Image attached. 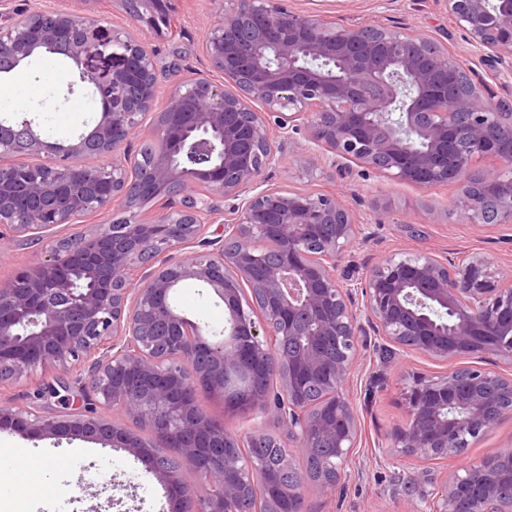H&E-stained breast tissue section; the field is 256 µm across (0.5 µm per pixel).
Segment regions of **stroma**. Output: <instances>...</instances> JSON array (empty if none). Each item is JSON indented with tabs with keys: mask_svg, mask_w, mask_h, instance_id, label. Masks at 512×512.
<instances>
[{
	"mask_svg": "<svg viewBox=\"0 0 512 512\" xmlns=\"http://www.w3.org/2000/svg\"><path fill=\"white\" fill-rule=\"evenodd\" d=\"M291 5L299 11L327 15L339 25L377 24L429 37L447 46L470 77L484 85L486 94L512 100V81L503 82L489 72L481 53L468 43L449 14L445 0H292ZM213 9L212 0H177L176 36L161 39L146 33L171 80L207 70L204 47ZM70 73L63 57L30 58L14 75L0 78V94L8 98L36 83L41 95L18 108L0 107V119L25 115L57 142L85 131L98 117L94 98L85 91L66 93ZM262 185L285 192L336 189L366 223L368 241L355 250L360 264L401 252L457 248L482 253L495 267L512 265V224L456 223L451 214L456 194L452 186L419 189L354 161L310 174L302 157L294 153L265 173ZM111 220V215L102 214L65 224L51 230L46 241L5 237L0 241V278L12 277L42 261L50 240L87 233L94 225ZM174 304L182 314L205 325L209 333L224 327L223 304L201 287L179 288ZM448 370V364L416 352L397 348L387 353L372 346L362 350L361 360L344 386L358 410L360 435L335 494L325 496L315 485L305 486L303 496L310 512H416L420 502L415 487L426 484L440 489L468 463L512 448V417H507L474 440L463 455L440 464L395 454L388 435L406 422L405 374L433 377ZM87 379L83 364L67 372L38 368L20 379L0 381V405L52 416L70 412L72 405L89 403L95 415L150 441L147 429L105 406ZM55 456L67 457L70 466L66 472L53 474L49 490H34V497L43 503L38 512H167L163 487L128 452L66 433L34 439L9 426L0 428V472L12 469L19 460L34 464Z\"/></svg>",
	"mask_w": 512,
	"mask_h": 512,
	"instance_id": "stroma-1",
	"label": "stroma"
}]
</instances>
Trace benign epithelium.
I'll return each mask as SVG.
<instances>
[{
    "label": "benign epithelium",
    "instance_id": "1",
    "mask_svg": "<svg viewBox=\"0 0 512 512\" xmlns=\"http://www.w3.org/2000/svg\"><path fill=\"white\" fill-rule=\"evenodd\" d=\"M0 0V73L55 50L99 104L91 130L51 142L27 119L0 121V224L45 233L114 210L90 234L62 238L49 258L0 280V376L89 362V385L148 429L150 446L101 417H44L0 406V426L38 437L71 430L123 448L156 476L170 512H289L310 482L294 455L325 446L316 487L336 492L359 432L344 393L372 338L448 361L494 354L512 364V266L491 274L479 253H396L355 276L363 222L335 192L259 189L295 149L322 170L355 160L421 189L461 184L458 224H512V102L479 87L448 94L459 63L433 40L376 24L338 27L288 0H219L205 45L212 68L170 87L150 127L165 149L126 146L164 82L136 32L81 10H33ZM134 27L171 36L176 0H124ZM498 79L512 78V0H446ZM112 56V65L94 60ZM77 81V82H79ZM77 82L67 83L72 94ZM497 158V174L470 170ZM154 204L152 220L139 212ZM273 236L272 250L257 242ZM192 283L224 305V330L204 332L173 295ZM450 314L451 321L440 317ZM318 385L314 406L304 396ZM226 415H273L295 454L255 428L243 436L205 413L198 390ZM407 421L392 436L402 456L445 461L512 414V378L478 365L415 378ZM281 449L289 482L264 478L259 446ZM258 446L252 456L226 448ZM173 448L177 461L151 448ZM473 463L442 488L439 512H512L497 464Z\"/></svg>",
    "mask_w": 512,
    "mask_h": 512
}]
</instances>
